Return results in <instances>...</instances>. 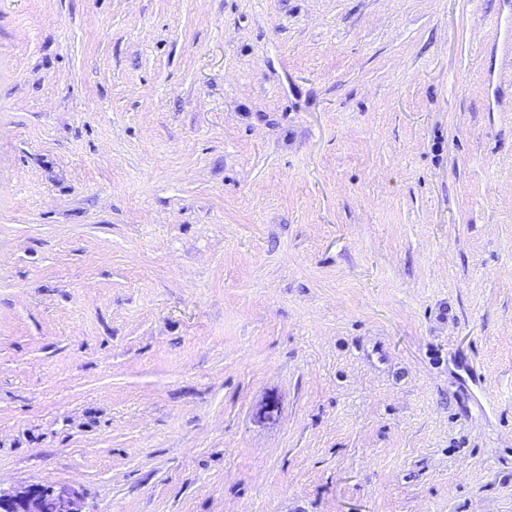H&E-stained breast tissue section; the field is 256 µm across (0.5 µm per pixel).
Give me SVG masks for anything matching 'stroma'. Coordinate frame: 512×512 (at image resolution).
I'll list each match as a JSON object with an SVG mask.
<instances>
[{"label": "stroma", "mask_w": 512, "mask_h": 512, "mask_svg": "<svg viewBox=\"0 0 512 512\" xmlns=\"http://www.w3.org/2000/svg\"><path fill=\"white\" fill-rule=\"evenodd\" d=\"M31 485L512 512V0H0Z\"/></svg>", "instance_id": "35a3bbf8"}]
</instances>
